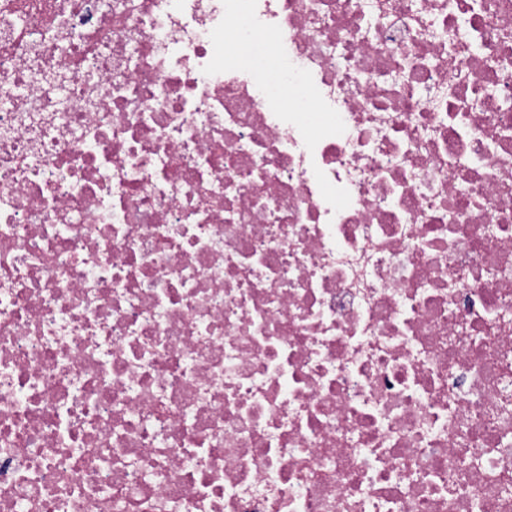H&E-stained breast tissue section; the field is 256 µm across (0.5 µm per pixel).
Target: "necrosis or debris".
<instances>
[{"label":"necrosis or debris","mask_w":512,"mask_h":512,"mask_svg":"<svg viewBox=\"0 0 512 512\" xmlns=\"http://www.w3.org/2000/svg\"><path fill=\"white\" fill-rule=\"evenodd\" d=\"M0 512H512V0H0Z\"/></svg>","instance_id":"necrosis-or-debris-1"}]
</instances>
